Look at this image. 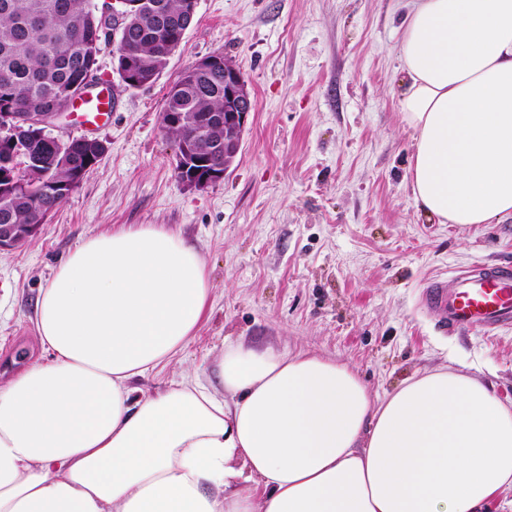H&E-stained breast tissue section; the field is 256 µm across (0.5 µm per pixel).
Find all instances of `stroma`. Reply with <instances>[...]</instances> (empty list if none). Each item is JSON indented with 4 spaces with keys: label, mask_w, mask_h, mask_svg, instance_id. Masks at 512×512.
<instances>
[{
    "label": "stroma",
    "mask_w": 512,
    "mask_h": 512,
    "mask_svg": "<svg viewBox=\"0 0 512 512\" xmlns=\"http://www.w3.org/2000/svg\"><path fill=\"white\" fill-rule=\"evenodd\" d=\"M408 0H198L151 85L123 87L117 37L101 43V84L118 89L107 147L46 224L0 252V368L39 360L42 288L86 238L160 224L199 250L211 309L193 341L133 380L140 396L210 376L228 341L352 364L376 395L445 367L512 403V329L451 330L422 284L458 267L512 263V220L439 224L409 183L413 133L397 107ZM235 63L255 101L224 180L180 183L161 128L169 86L200 58Z\"/></svg>",
    "instance_id": "1"
}]
</instances>
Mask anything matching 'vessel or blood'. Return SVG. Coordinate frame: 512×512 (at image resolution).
<instances>
[{
    "instance_id": "1",
    "label": "vessel or blood",
    "mask_w": 512,
    "mask_h": 512,
    "mask_svg": "<svg viewBox=\"0 0 512 512\" xmlns=\"http://www.w3.org/2000/svg\"><path fill=\"white\" fill-rule=\"evenodd\" d=\"M115 101L112 92L95 88L73 108L89 130L110 117ZM423 301L452 329L512 327V265L476 267L434 278L425 286Z\"/></svg>"
}]
</instances>
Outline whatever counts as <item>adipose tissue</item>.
I'll list each match as a JSON object with an SVG mask.
<instances>
[{
	"label": "adipose tissue",
	"mask_w": 512,
	"mask_h": 512,
	"mask_svg": "<svg viewBox=\"0 0 512 512\" xmlns=\"http://www.w3.org/2000/svg\"><path fill=\"white\" fill-rule=\"evenodd\" d=\"M400 60L416 204L512 218V0H410ZM210 303L161 225L71 251L35 303L45 361L0 384V512H483L512 489V405L455 371L380 398L338 359L230 343L223 396L185 377L134 399Z\"/></svg>",
	"instance_id": "ef3b65f1"
}]
</instances>
